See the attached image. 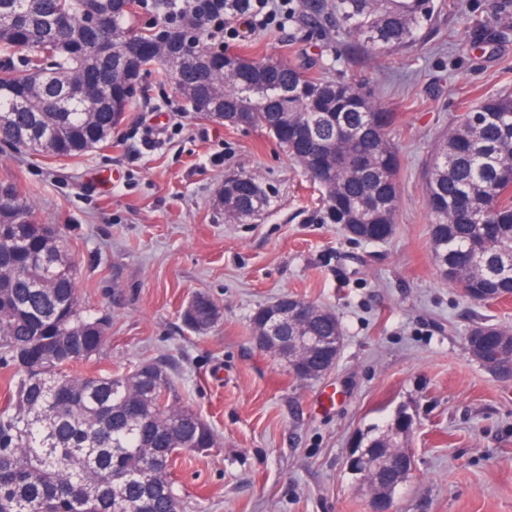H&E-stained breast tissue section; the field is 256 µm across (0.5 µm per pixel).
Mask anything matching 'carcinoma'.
Listing matches in <instances>:
<instances>
[{
  "label": "carcinoma",
  "instance_id": "carcinoma-1",
  "mask_svg": "<svg viewBox=\"0 0 512 512\" xmlns=\"http://www.w3.org/2000/svg\"><path fill=\"white\" fill-rule=\"evenodd\" d=\"M384 52L409 50L436 15L435 0H304ZM209 0H196L185 28H139L135 0H0V145L58 159L106 144L134 105L141 66L159 64L193 112L242 114L268 131L323 190L321 224H341L375 243L396 230L400 160L382 112L354 82L229 51L187 61L172 53L199 31ZM97 19L89 21V16ZM512 0H492L483 23L508 26ZM21 56L14 65V56ZM233 220L255 216L269 195L252 175L227 179ZM434 257L448 282L477 303L512 296V91L484 96L436 140L425 172ZM0 364L12 369L0 405V512H114L112 478L134 512H178L170 474L149 457L216 445L211 426L180 405L167 365L144 362L122 375L68 368L101 353L103 318L83 307L67 241L12 184L0 183ZM336 314L319 307L302 335L333 336ZM512 329L480 324L466 338L472 358L496 350ZM333 354L316 345L298 380L318 378ZM412 425L390 422L369 447H400ZM410 473L375 472L389 496Z\"/></svg>",
  "mask_w": 512,
  "mask_h": 512
}]
</instances>
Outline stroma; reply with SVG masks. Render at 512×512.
<instances>
[{
  "mask_svg": "<svg viewBox=\"0 0 512 512\" xmlns=\"http://www.w3.org/2000/svg\"><path fill=\"white\" fill-rule=\"evenodd\" d=\"M436 5L409 52L322 30L299 0L268 26L242 17L203 37L211 49L355 81L397 114L399 210L387 241L318 223L322 194L286 149L264 129L187 111L166 66L145 73L110 145L61 161L0 152V181L67 240L82 304L109 321L100 357L77 374L165 360L181 405L213 428L215 448L173 460L182 512H370L345 460L401 409L414 419V466L394 512H512V381L466 350L477 323L512 327V298L474 304L441 275L425 204L438 136L479 96L512 91V32L463 33L462 18L485 15L489 0ZM244 173L270 205L225 222L224 180ZM199 293L220 316L197 333L183 310ZM287 294L342 324L339 359L320 378L295 380L253 339V313Z\"/></svg>",
  "mask_w": 512,
  "mask_h": 512,
  "instance_id": "35a3bbf8",
  "label": "stroma"
}]
</instances>
